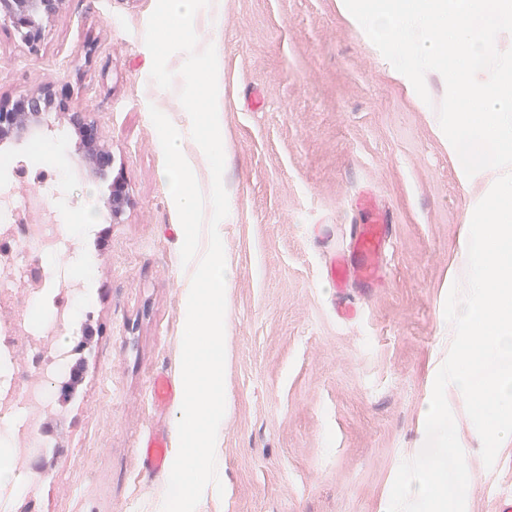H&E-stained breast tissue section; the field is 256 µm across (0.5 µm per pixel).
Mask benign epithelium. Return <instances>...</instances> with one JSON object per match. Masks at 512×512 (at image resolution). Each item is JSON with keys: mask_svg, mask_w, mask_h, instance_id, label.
I'll list each match as a JSON object with an SVG mask.
<instances>
[{"mask_svg": "<svg viewBox=\"0 0 512 512\" xmlns=\"http://www.w3.org/2000/svg\"><path fill=\"white\" fill-rule=\"evenodd\" d=\"M66 0H0V30H7L21 44L33 49L40 42L44 23L63 8ZM62 111L68 124L79 133L76 153L88 172L101 176L112 168L110 147L95 130L94 121L87 112H68L52 86L27 95L10 106L0 104V141L21 143L44 130L46 116ZM130 206V196L124 183L112 179V193L107 201V212L113 224L122 222Z\"/></svg>", "mask_w": 512, "mask_h": 512, "instance_id": "7a95c632", "label": "benign epithelium"}]
</instances>
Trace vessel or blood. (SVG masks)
Returning <instances> with one entry per match:
<instances>
[{"instance_id":"vessel-or-blood-1","label":"vessel or blood","mask_w":512,"mask_h":512,"mask_svg":"<svg viewBox=\"0 0 512 512\" xmlns=\"http://www.w3.org/2000/svg\"><path fill=\"white\" fill-rule=\"evenodd\" d=\"M361 206L362 218L351 232V250H337L328 270L330 280L339 288L349 279L378 282L386 269L388 214L369 196L363 197ZM140 455L151 473L164 471L169 456L166 434H149L141 444Z\"/></svg>"}]
</instances>
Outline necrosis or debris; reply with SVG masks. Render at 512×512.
Listing matches in <instances>:
<instances>
[{
    "label": "necrosis or debris",
    "instance_id": "1",
    "mask_svg": "<svg viewBox=\"0 0 512 512\" xmlns=\"http://www.w3.org/2000/svg\"><path fill=\"white\" fill-rule=\"evenodd\" d=\"M60 231L55 224L28 223L24 209L14 208L0 221V308H12L11 318L0 319V414L13 417V434L29 450L50 445L30 408H55L54 398L39 378L59 373L72 354L63 346L36 349L30 311L39 306L49 318L44 330L74 325V303L86 297L85 288L64 287L47 255Z\"/></svg>",
    "mask_w": 512,
    "mask_h": 512
}]
</instances>
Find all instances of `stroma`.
I'll return each instance as SVG.
<instances>
[{
    "instance_id": "obj_1",
    "label": "stroma",
    "mask_w": 512,
    "mask_h": 512,
    "mask_svg": "<svg viewBox=\"0 0 512 512\" xmlns=\"http://www.w3.org/2000/svg\"><path fill=\"white\" fill-rule=\"evenodd\" d=\"M156 0H67L45 24L37 51L0 32V96L53 84L71 108L90 113L112 147L110 175H89L72 151L63 114L45 136L0 143V158L61 177L16 185L0 165L12 204L33 201L30 223L60 227L81 211L98 220L49 255L62 278L92 262L93 328L82 390L63 406L60 450L32 485L33 512H156L164 475L147 472L139 448L164 431L178 450L179 404L157 408L152 378L166 374L183 395L181 344L192 267L150 119L157 107L190 126L178 91L150 78L144 35ZM195 20L199 47L214 46L224 101V186L219 226L232 280L225 290L226 410L218 448L224 492L197 512H388L398 467L425 442L418 426L435 372L448 354V266L468 215L491 178L466 176L448 147L435 104L444 78L425 76L430 103L337 11V0H212ZM263 104L251 109L252 97ZM122 174L133 199L123 223L105 201ZM373 193L390 215L385 278L335 290L325 279L337 245ZM358 310L351 322L337 301ZM450 409L467 444L466 512H494L488 485L512 482V438L493 468L464 405Z\"/></svg>"
}]
</instances>
